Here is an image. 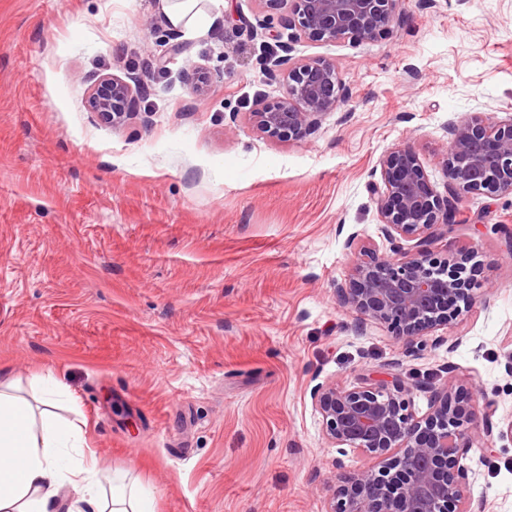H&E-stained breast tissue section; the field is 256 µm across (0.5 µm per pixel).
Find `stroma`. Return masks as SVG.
I'll list each match as a JSON object with an SVG mask.
<instances>
[{
    "instance_id": "obj_1",
    "label": "stroma",
    "mask_w": 512,
    "mask_h": 512,
    "mask_svg": "<svg viewBox=\"0 0 512 512\" xmlns=\"http://www.w3.org/2000/svg\"><path fill=\"white\" fill-rule=\"evenodd\" d=\"M282 15L224 0L193 32L159 0H0V371L32 402L51 371L62 415L156 512H328L371 461L325 438L323 381L401 379L421 415L452 378L512 424V194L464 198L434 242L474 253L476 299L412 352L356 331L334 290L349 235L393 251L370 189L387 151L410 143L440 190L448 125L512 117V0H403L385 37L295 43L347 90L300 142L251 120L280 94L258 60ZM112 75L149 89L118 127L87 106ZM470 436L474 512H512V438L482 450L478 421Z\"/></svg>"
}]
</instances>
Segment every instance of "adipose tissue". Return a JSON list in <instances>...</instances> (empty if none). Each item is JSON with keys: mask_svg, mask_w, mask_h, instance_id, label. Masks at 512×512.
<instances>
[{"mask_svg": "<svg viewBox=\"0 0 512 512\" xmlns=\"http://www.w3.org/2000/svg\"><path fill=\"white\" fill-rule=\"evenodd\" d=\"M212 2L211 13L198 0H161V9L171 28L207 31L224 6ZM55 394L47 388L37 410L0 379V512H155L152 494L126 472L102 475L87 431L56 413Z\"/></svg>", "mask_w": 512, "mask_h": 512, "instance_id": "obj_1", "label": "adipose tissue"}]
</instances>
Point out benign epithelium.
<instances>
[{"label":"benign epithelium","instance_id":"benign-epithelium-1","mask_svg":"<svg viewBox=\"0 0 512 512\" xmlns=\"http://www.w3.org/2000/svg\"><path fill=\"white\" fill-rule=\"evenodd\" d=\"M286 1L290 13L281 22L288 41L281 32L273 34L282 54L259 62L267 77L279 81L280 96L252 117L270 138L302 141L345 102L346 89L332 62L297 60L293 44L344 38L362 43L386 35L402 0H262L273 10ZM145 94L135 78L103 77L92 88L89 107L118 123L140 110ZM449 134L443 194L411 145L383 157L381 183L373 185L379 220L389 238L413 245L395 248L396 259L349 237L345 246L356 256L353 274L336 284V297L356 316L358 330L385 325L408 351L475 299L473 257L461 253L441 260L431 248L455 224L458 202L469 194H512V117L495 121L471 113L452 124ZM458 391L451 380L430 389L429 410L419 416L410 409V389L401 380L315 384L310 396L326 438L376 462L336 489L328 512H473L458 459L472 448L469 425L476 410Z\"/></svg>","mask_w":512,"mask_h":512}]
</instances>
